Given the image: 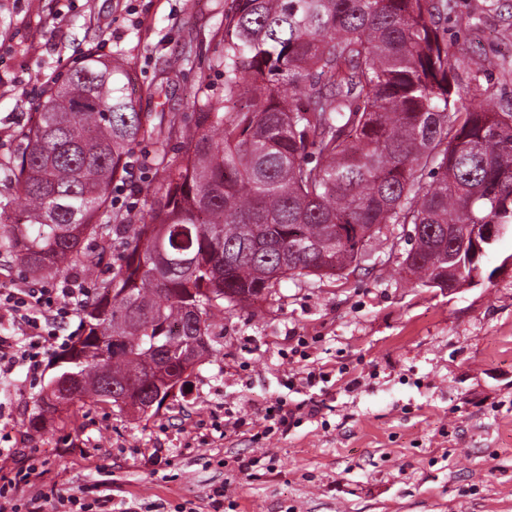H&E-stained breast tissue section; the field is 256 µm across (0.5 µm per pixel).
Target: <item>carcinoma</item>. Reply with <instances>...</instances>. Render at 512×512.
Returning a JSON list of instances; mask_svg holds the SVG:
<instances>
[{
	"instance_id": "cac0c4a2",
	"label": "carcinoma",
	"mask_w": 512,
	"mask_h": 512,
	"mask_svg": "<svg viewBox=\"0 0 512 512\" xmlns=\"http://www.w3.org/2000/svg\"><path fill=\"white\" fill-rule=\"evenodd\" d=\"M443 0H232L224 99L186 124L142 113L119 58L86 53L36 103L0 182V253L28 276L97 277L111 236L127 248L81 309V332L36 400L140 399L160 409L214 352L215 319L295 276L341 275L366 243L414 225L403 267L432 288L467 263L471 224H512V109L454 97ZM157 145L139 221L110 208L135 146ZM186 148L182 160L167 147ZM119 336L120 352L99 342Z\"/></svg>"
}]
</instances>
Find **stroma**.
<instances>
[{
	"label": "stroma",
	"instance_id": "35a3bbf8",
	"mask_svg": "<svg viewBox=\"0 0 512 512\" xmlns=\"http://www.w3.org/2000/svg\"><path fill=\"white\" fill-rule=\"evenodd\" d=\"M232 0H0V161L17 159L47 78L95 49L125 62L142 112L193 122L224 96ZM464 99L512 108V0H448ZM156 148L113 183V212L140 216ZM413 227L371 239L362 269L282 280L225 309L220 352L191 391L139 417L66 406L32 425L55 355L0 375V478L15 503L57 512H512V234L475 281L429 288L402 261ZM283 406L286 425H270Z\"/></svg>",
	"mask_w": 512,
	"mask_h": 512
}]
</instances>
